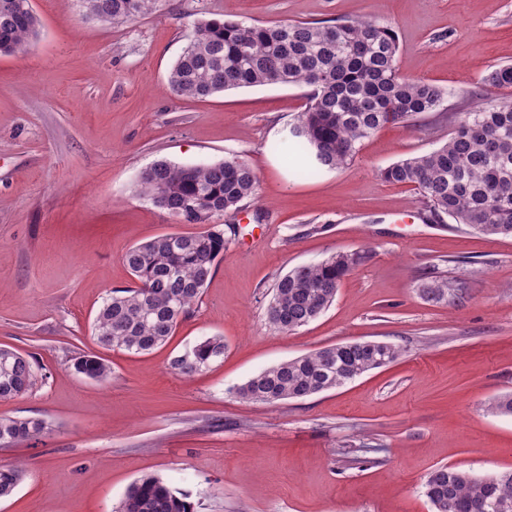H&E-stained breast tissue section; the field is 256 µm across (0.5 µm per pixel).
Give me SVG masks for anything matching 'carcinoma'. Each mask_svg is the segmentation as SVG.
Instances as JSON below:
<instances>
[{"mask_svg":"<svg viewBox=\"0 0 512 512\" xmlns=\"http://www.w3.org/2000/svg\"><path fill=\"white\" fill-rule=\"evenodd\" d=\"M0 53L28 46L39 20L31 0H0ZM88 18L126 23L156 11L161 0H78ZM399 42L389 23L342 19L334 24L297 22L252 25L209 19L195 23L172 66L168 84L176 96L205 98L226 90L266 85L310 88L306 109L293 124L303 171L340 170L356 158L364 140L387 124L408 125L436 111L446 92L402 76ZM482 84L491 94L512 95V65L487 71ZM453 129L440 147L401 159L380 170L388 183L414 187L431 215L448 218L485 236L512 235V103L490 101L452 116ZM139 194L178 224H199L195 233H168L132 246L124 263L135 286L115 289L99 307L92 332L105 349L143 355L164 345L199 303L233 224L217 220L237 213L257 195L259 176L248 160L233 156L205 165L159 160L137 181ZM198 204L195 213L184 209ZM368 259L365 250L337 252L297 266L273 287L266 319L275 333H292L317 319L336 298L343 279ZM426 301H448L454 282L426 276ZM224 338L207 337L175 357L181 374L200 372L224 357ZM399 346L374 340L320 348L269 367L235 389L242 401L276 403L336 389L401 356ZM10 372L0 371V399L29 391L37 380L32 356L0 350ZM78 372L102 381L110 374L103 359L83 356ZM49 430L39 417L0 419V448L37 439ZM20 465H0V497L23 480ZM424 494L434 512H512V470L479 477L448 466L429 473ZM129 512H196L184 494L161 478L144 476L126 490L121 509Z\"/></svg>","mask_w":512,"mask_h":512,"instance_id":"cac0c4a2","label":"carcinoma"}]
</instances>
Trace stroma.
I'll use <instances>...</instances> for the list:
<instances>
[{
    "label": "stroma",
    "mask_w": 512,
    "mask_h": 512,
    "mask_svg": "<svg viewBox=\"0 0 512 512\" xmlns=\"http://www.w3.org/2000/svg\"><path fill=\"white\" fill-rule=\"evenodd\" d=\"M34 44L0 55V347L32 355L31 391L0 400V418L38 416L49 433L0 448L26 475L0 512H117L141 476L187 494L196 512H432L427 475L452 466L512 468V416L489 404L512 392V236L428 220L413 187L381 168L447 139L450 115L483 99L482 77L512 64V0H163L123 24L82 16L76 0H31ZM391 23L401 75L446 92L439 111L365 140L346 169L298 175L285 148L306 104L294 85L175 96L169 71L201 19ZM246 158L259 193L198 306L145 355L101 348L91 324L130 286L133 245L187 233L136 194L166 159ZM371 257L332 306L290 334L266 312L278 277L333 253ZM459 282L443 303L420 284ZM220 335L222 359L188 377L174 357ZM360 340L402 349L393 364L343 387L272 404L237 386L307 352ZM106 381L76 372L84 355ZM76 369L79 373L94 380H105L111 370L103 359L93 356H83L76 362Z\"/></svg>",
    "instance_id": "1"
}]
</instances>
